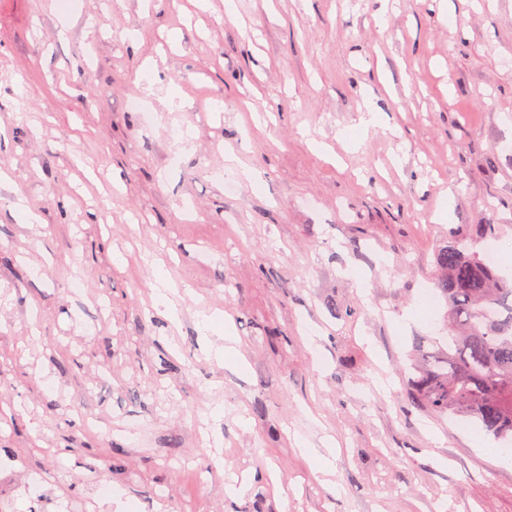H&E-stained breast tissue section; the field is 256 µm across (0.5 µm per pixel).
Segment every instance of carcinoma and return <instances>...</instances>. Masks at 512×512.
<instances>
[{"label":"carcinoma","mask_w":512,"mask_h":512,"mask_svg":"<svg viewBox=\"0 0 512 512\" xmlns=\"http://www.w3.org/2000/svg\"><path fill=\"white\" fill-rule=\"evenodd\" d=\"M434 263L448 301V349L425 351L412 403L512 443V282L454 235Z\"/></svg>","instance_id":"carcinoma-1"}]
</instances>
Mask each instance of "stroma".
<instances>
[{"label": "stroma", "mask_w": 512, "mask_h": 512, "mask_svg": "<svg viewBox=\"0 0 512 512\" xmlns=\"http://www.w3.org/2000/svg\"><path fill=\"white\" fill-rule=\"evenodd\" d=\"M234 3L0 0V512H512L409 388L449 235L512 278V0Z\"/></svg>", "instance_id": "1"}]
</instances>
